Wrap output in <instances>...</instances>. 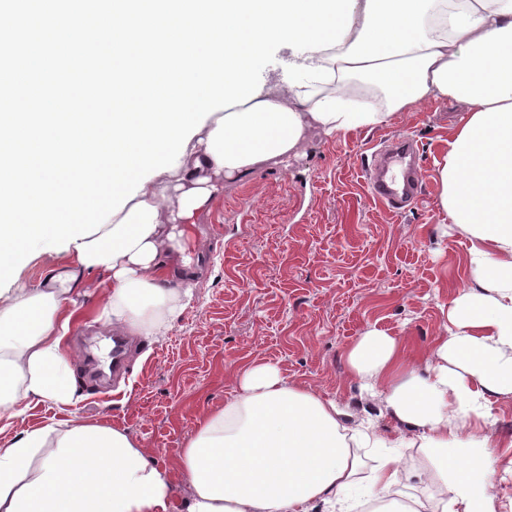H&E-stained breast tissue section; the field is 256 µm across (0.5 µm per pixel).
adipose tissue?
Masks as SVG:
<instances>
[{
  "label": "adipose tissue",
  "instance_id": "adipose-tissue-1",
  "mask_svg": "<svg viewBox=\"0 0 512 512\" xmlns=\"http://www.w3.org/2000/svg\"><path fill=\"white\" fill-rule=\"evenodd\" d=\"M356 0L341 45L308 53L307 74L220 110L180 164L153 177L99 233L71 243L76 266L106 272L112 292L95 318L135 336L167 335L189 289L175 286L172 251L224 184L297 156L312 129L346 133L387 123L428 99L465 112L436 164L440 205L468 237L472 286L453 299L426 369L398 337L369 329L349 349L348 376L379 397L400 430L389 438L276 366L251 363L239 393L206 412L180 457L182 512H353L408 476L407 449L437 465L439 499L402 512H506L494 486L492 405L512 398V0ZM66 288L0 292V420L22 402L76 398L62 341ZM375 465L357 480L358 449ZM169 473L120 428L53 422L0 446V512H167Z\"/></svg>",
  "mask_w": 512,
  "mask_h": 512
}]
</instances>
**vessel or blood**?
<instances>
[{
    "instance_id": "b4317fda",
    "label": "vessel or blood",
    "mask_w": 512,
    "mask_h": 512,
    "mask_svg": "<svg viewBox=\"0 0 512 512\" xmlns=\"http://www.w3.org/2000/svg\"><path fill=\"white\" fill-rule=\"evenodd\" d=\"M419 148L410 137L391 140L384 164L365 168V180L372 198L395 212L416 205L422 195Z\"/></svg>"
}]
</instances>
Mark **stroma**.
I'll use <instances>...</instances> for the list:
<instances>
[{"label": "stroma", "mask_w": 512, "mask_h": 512, "mask_svg": "<svg viewBox=\"0 0 512 512\" xmlns=\"http://www.w3.org/2000/svg\"><path fill=\"white\" fill-rule=\"evenodd\" d=\"M462 115L429 99L388 123L325 136L312 133L287 165H268L226 183L211 213L181 238L192 301L160 340L127 337L124 368L105 383L84 375L106 331L94 325L110 291L105 273L77 270L67 253H43L17 272L19 283L46 287L71 279L79 316L68 340L78 401L62 409L29 405L0 427V445L48 421L115 425L158 465L172 471L174 501L188 486L178 459L200 415L236 395L245 364L275 365L291 383L312 387L360 411L345 355L376 327L400 337L423 366L457 291L469 284L470 243L439 204L435 162ZM412 137L424 171L419 203L396 213L368 193L365 156L384 140Z\"/></svg>", "instance_id": "obj_1"}]
</instances>
